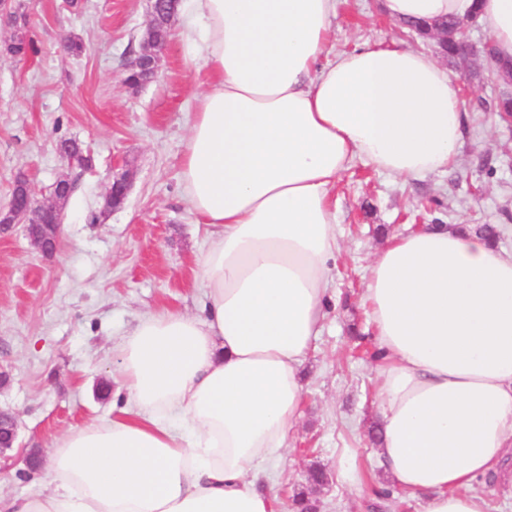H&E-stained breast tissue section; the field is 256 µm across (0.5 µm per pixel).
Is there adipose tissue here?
I'll use <instances>...</instances> for the list:
<instances>
[{"label": "adipose tissue", "mask_w": 512, "mask_h": 512, "mask_svg": "<svg viewBox=\"0 0 512 512\" xmlns=\"http://www.w3.org/2000/svg\"><path fill=\"white\" fill-rule=\"evenodd\" d=\"M339 0H194L208 69L181 179L208 249L200 315L150 314L115 345L125 405L58 438L45 484L0 512H277L301 371L340 250L332 194L363 163L452 168L447 68L396 43L325 59ZM397 22L475 20L512 59V0H381ZM364 303L379 360L382 476L421 512H490L474 480L512 452V253L461 224L390 236Z\"/></svg>", "instance_id": "adipose-tissue-1"}]
</instances>
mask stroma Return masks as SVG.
I'll list each match as a JSON object with an SVG mask.
<instances>
[{
    "instance_id": "1",
    "label": "stroma",
    "mask_w": 512,
    "mask_h": 512,
    "mask_svg": "<svg viewBox=\"0 0 512 512\" xmlns=\"http://www.w3.org/2000/svg\"><path fill=\"white\" fill-rule=\"evenodd\" d=\"M192 15V0H180L159 73L136 88L125 77L150 22L149 0H31L24 29L36 54L0 53V209L17 176L40 198L62 173L76 181L53 258L31 245L24 224L0 234V372L7 376L0 411L18 422L16 442L0 458L1 490L24 493L38 483L22 462L29 449L51 455L63 433L111 417L112 346L140 318L201 309L196 260L208 240L181 181L191 114L207 80L194 44L181 36ZM72 38L82 40L81 54L66 52ZM391 40L437 53L432 40L387 19L379 0H342L331 47ZM467 40L473 55L444 62L467 116L456 166L395 180L359 165L336 188V307L304 366L302 417L270 485L280 512L316 466L328 477L315 493L317 512H420L401 493L381 496L386 484L369 439L376 339L362 293L383 240L416 224L505 225L497 242L512 250V126L496 109L512 84L492 80L480 53L485 32L470 26ZM61 139L77 141L90 166L68 169L56 150ZM123 170L134 174L127 199L102 214L112 177ZM347 446L363 474L357 486L336 479V457Z\"/></svg>"
}]
</instances>
